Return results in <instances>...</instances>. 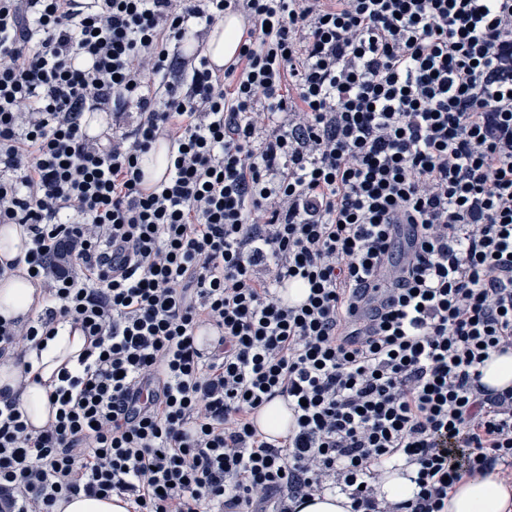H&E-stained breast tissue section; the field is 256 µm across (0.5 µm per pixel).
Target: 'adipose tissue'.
<instances>
[{
	"label": "adipose tissue",
	"mask_w": 512,
	"mask_h": 512,
	"mask_svg": "<svg viewBox=\"0 0 512 512\" xmlns=\"http://www.w3.org/2000/svg\"><path fill=\"white\" fill-rule=\"evenodd\" d=\"M242 32L239 17L229 14L214 29L205 52L216 63L232 59L238 49ZM44 307L35 287L25 275L0 280V316L37 315ZM88 344L80 330L60 329L57 336L46 340L41 350H29L30 381H22L21 369L13 361L0 363V387H20L19 408L35 428H43L54 415L49 408L48 394L54 388L61 368L76 369L77 359ZM448 512H512V481L500 471L489 475L464 477L448 494Z\"/></svg>",
	"instance_id": "obj_1"
}]
</instances>
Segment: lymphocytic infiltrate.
Instances as JSON below:
<instances>
[{
	"label": "lymphocytic infiltrate",
	"instance_id": "obj_1",
	"mask_svg": "<svg viewBox=\"0 0 512 512\" xmlns=\"http://www.w3.org/2000/svg\"><path fill=\"white\" fill-rule=\"evenodd\" d=\"M0 224L30 239L0 277L45 302L0 318V358L90 340L44 429L0 390V512H448L512 467V388L479 371L512 351V0H0ZM398 461L413 498L377 499ZM241 32V19L232 14L226 15L212 32L206 46L204 43L203 52L217 64H224L235 56ZM168 149L165 143L158 142L141 159V167L145 173V179L153 183L161 178L167 163ZM292 425L291 417L281 399L268 404L260 414L261 430L272 436H284ZM350 499L338 489L326 492L323 497L316 496L300 508V512H350ZM126 505L127 503L116 495L109 499H97L80 493L73 496L66 505L59 503L55 507V512H128Z\"/></svg>",
	"mask_w": 512,
	"mask_h": 512
}]
</instances>
